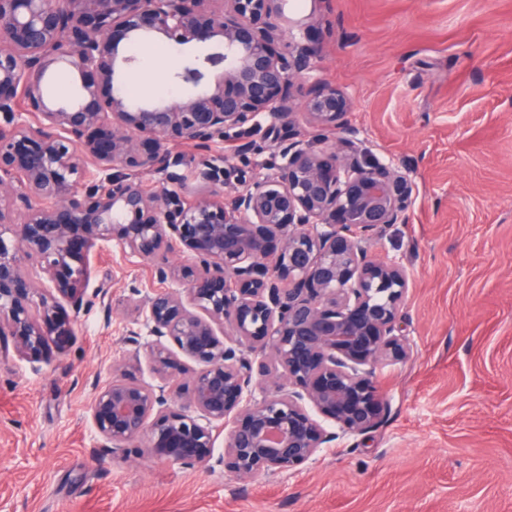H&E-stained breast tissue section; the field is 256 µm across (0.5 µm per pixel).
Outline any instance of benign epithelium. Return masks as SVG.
I'll use <instances>...</instances> for the list:
<instances>
[{"mask_svg":"<svg viewBox=\"0 0 512 512\" xmlns=\"http://www.w3.org/2000/svg\"><path fill=\"white\" fill-rule=\"evenodd\" d=\"M285 2L0 0V353L36 363L68 345L63 304L77 314L108 296L84 288L99 244L116 241L150 260L160 283L180 284L143 300L131 288L136 350L90 406L114 455L142 441L157 460H214L239 480L294 474L379 424L376 370L409 355L410 274L369 245L405 221L411 178L357 137L342 90L308 92L301 127L296 100L315 49L299 34L314 24ZM156 35L217 40L168 73L195 93L130 98L120 75L136 58L120 43ZM57 64L80 76L70 100L45 91ZM262 118L264 145L249 139ZM223 139L236 157L269 153L274 173L259 180L215 158ZM183 144L195 150L192 191L173 152ZM177 247L182 265L170 260ZM141 321L156 385L135 377ZM179 381L186 408L169 403Z\"/></svg>","mask_w":512,"mask_h":512,"instance_id":"benign-epithelium-1","label":"benign epithelium"}]
</instances>
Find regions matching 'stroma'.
I'll use <instances>...</instances> for the list:
<instances>
[{
  "instance_id": "35a3bbf8",
  "label": "stroma",
  "mask_w": 512,
  "mask_h": 512,
  "mask_svg": "<svg viewBox=\"0 0 512 512\" xmlns=\"http://www.w3.org/2000/svg\"><path fill=\"white\" fill-rule=\"evenodd\" d=\"M288 10L318 16L305 87L346 92L359 138L412 181L405 222L371 245L411 274V353L376 372L381 423L254 481L100 452L89 409L133 351L129 287H158L150 261L111 242L91 251L86 282L111 305L73 315L65 353L0 355V512H512V0ZM161 45L124 75L146 100L179 96L165 71L208 51Z\"/></svg>"
}]
</instances>
